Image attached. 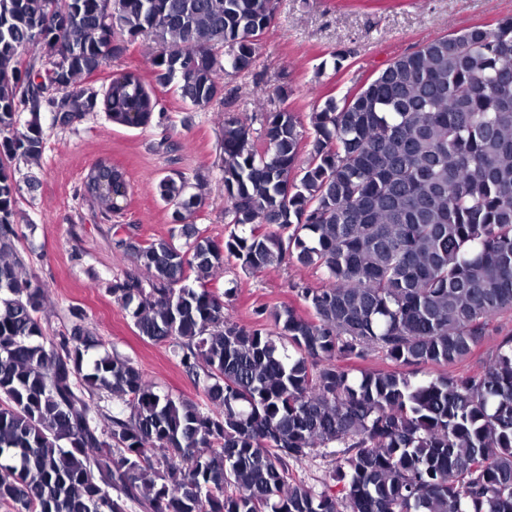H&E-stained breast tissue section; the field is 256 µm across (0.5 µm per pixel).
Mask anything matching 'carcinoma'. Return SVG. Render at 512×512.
<instances>
[{
	"mask_svg": "<svg viewBox=\"0 0 512 512\" xmlns=\"http://www.w3.org/2000/svg\"><path fill=\"white\" fill-rule=\"evenodd\" d=\"M276 15L277 0H0V504L14 512H512V330L482 371L416 378L512 314V16L328 98L310 142L285 103L258 129L224 115L222 244L186 223L202 205L188 180H159L184 241H116L146 276L112 297L202 400L158 391L116 350L90 354L80 325L45 336L13 173L42 155L41 112L68 126L102 105L115 124H151L163 110L136 74L102 95L77 86L141 35L156 81L205 109L222 76L252 70ZM84 189L110 212L129 193L103 161ZM231 258L252 272L294 259L324 285H294L306 316L261 306L243 325L211 287ZM376 351L412 372L336 364ZM330 444L339 498L291 477Z\"/></svg>",
	"mask_w": 512,
	"mask_h": 512,
	"instance_id": "obj_1",
	"label": "carcinoma"
}]
</instances>
